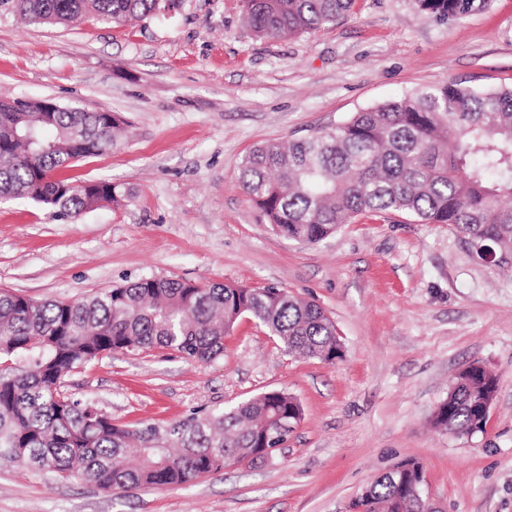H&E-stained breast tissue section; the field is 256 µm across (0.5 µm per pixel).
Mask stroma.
Here are the masks:
<instances>
[{
    "instance_id": "obj_1",
    "label": "stroma",
    "mask_w": 512,
    "mask_h": 512,
    "mask_svg": "<svg viewBox=\"0 0 512 512\" xmlns=\"http://www.w3.org/2000/svg\"><path fill=\"white\" fill-rule=\"evenodd\" d=\"M452 78L512 84V0L442 19L414 0H355L336 23L254 35L240 0H180L114 24L26 26L0 18V96L119 114L110 151L65 174L120 185L78 221L0 200V289L74 301L144 276L273 286L335 322L343 360L288 356L242 317L224 355L112 353L66 377L113 422L161 423L267 390L301 404L272 459L188 485L104 490L0 461V512H346L375 477L412 460L441 512H512V270L472 256L445 224L388 212L299 244L261 223L239 183L254 147L297 139ZM500 377L484 432L455 437L433 415L470 364Z\"/></svg>"
}]
</instances>
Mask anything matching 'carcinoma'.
I'll return each instance as SVG.
<instances>
[{
	"instance_id": "carcinoma-1",
	"label": "carcinoma",
	"mask_w": 512,
	"mask_h": 512,
	"mask_svg": "<svg viewBox=\"0 0 512 512\" xmlns=\"http://www.w3.org/2000/svg\"><path fill=\"white\" fill-rule=\"evenodd\" d=\"M475 0H416L444 18ZM353 0H242L258 37L282 39L332 24ZM160 9L159 0H0L30 25L93 14L123 23ZM125 134L122 118L83 105L52 112L0 100V199H28L77 220L124 193L109 181L74 185L53 172L100 155ZM240 181L262 223L316 244L358 216L404 214L446 224L472 253L512 264V87L474 90L446 78L354 113L329 130L265 142L243 159ZM249 315L283 350L334 363L337 326L317 304L276 287L198 285L146 276L72 302L37 301L0 290V456L105 490L190 484L231 462L264 461L301 417L295 398L269 390L234 406L129 427L91 400L69 395L64 378L112 352L164 348L185 358L224 355V336ZM498 378L474 363L448 388L434 424L457 437L485 431L477 406ZM409 481L376 477L353 512H421Z\"/></svg>"
}]
</instances>
